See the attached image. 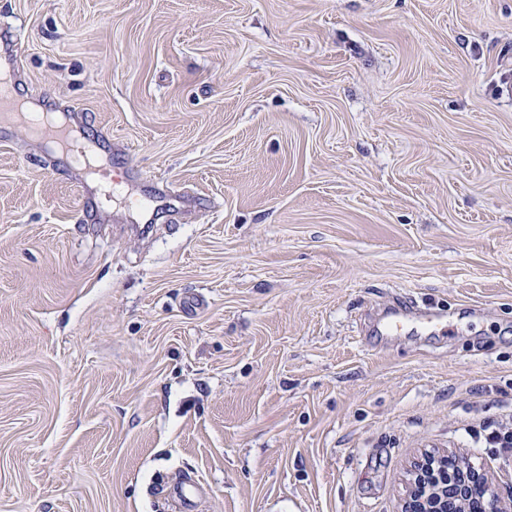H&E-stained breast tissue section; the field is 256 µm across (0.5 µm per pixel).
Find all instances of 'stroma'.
Returning a JSON list of instances; mask_svg holds the SVG:
<instances>
[{"instance_id":"obj_1","label":"stroma","mask_w":512,"mask_h":512,"mask_svg":"<svg viewBox=\"0 0 512 512\" xmlns=\"http://www.w3.org/2000/svg\"><path fill=\"white\" fill-rule=\"evenodd\" d=\"M0 512H400L512 452V0H0ZM0 112V139L8 137L4 132L6 128L23 126L30 135L58 145L82 169L88 166L86 142L75 135L67 117L53 120L46 117L43 120L44 116L40 113L25 112L14 99L11 87L4 82L0 84ZM82 156H85L86 162ZM444 457V455L430 452L418 462L417 466H414L409 475V491L402 504L401 512H462L463 504L468 497V484L460 485L457 493L450 496L444 495L443 490L438 486L423 487L424 484L428 485L424 481L429 478L425 473H431V468L435 464L441 466ZM426 468L429 470L427 471ZM427 489L432 492L426 494Z\"/></svg>"}]
</instances>
